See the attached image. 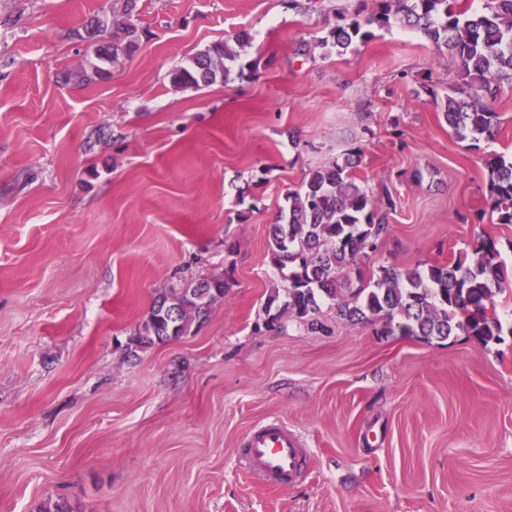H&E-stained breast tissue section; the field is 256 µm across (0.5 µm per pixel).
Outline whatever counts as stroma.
I'll use <instances>...</instances> for the list:
<instances>
[{"label": "stroma", "mask_w": 512, "mask_h": 512, "mask_svg": "<svg viewBox=\"0 0 512 512\" xmlns=\"http://www.w3.org/2000/svg\"><path fill=\"white\" fill-rule=\"evenodd\" d=\"M372 0H0V512H512V285L501 341L381 336L322 302L321 330L262 329L284 282L267 226L308 173L392 201L371 270L442 263L512 224L488 216L490 154L512 156V86L495 139L448 132L458 58L397 26L344 55L320 45ZM142 32L89 86L73 32ZM245 33L252 77L174 89L170 72ZM229 274L209 321L125 357L159 289ZM301 434L305 474L244 471L257 424Z\"/></svg>", "instance_id": "obj_1"}]
</instances>
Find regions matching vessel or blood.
I'll return each instance as SVG.
<instances>
[{
	"label": "vessel or blood",
	"mask_w": 512,
	"mask_h": 512,
	"mask_svg": "<svg viewBox=\"0 0 512 512\" xmlns=\"http://www.w3.org/2000/svg\"><path fill=\"white\" fill-rule=\"evenodd\" d=\"M309 454L298 434L280 420L257 425L241 450V462L257 479L276 486H287L304 474Z\"/></svg>",
	"instance_id": "vessel-or-blood-1"
}]
</instances>
